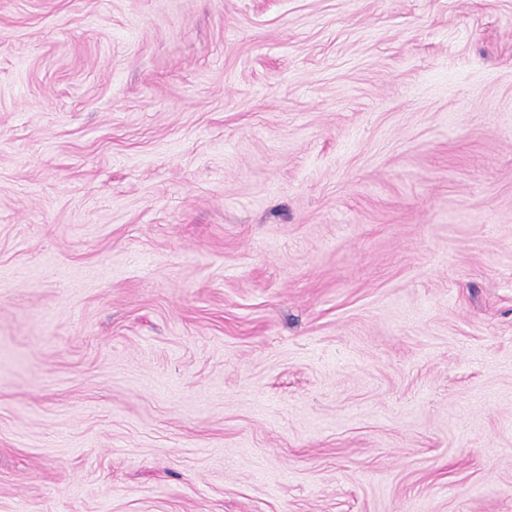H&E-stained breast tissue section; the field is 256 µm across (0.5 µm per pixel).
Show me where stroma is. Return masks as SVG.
I'll return each instance as SVG.
<instances>
[{"mask_svg": "<svg viewBox=\"0 0 512 512\" xmlns=\"http://www.w3.org/2000/svg\"><path fill=\"white\" fill-rule=\"evenodd\" d=\"M0 512H512V0H0Z\"/></svg>", "mask_w": 512, "mask_h": 512, "instance_id": "35a3bbf8", "label": "stroma"}]
</instances>
